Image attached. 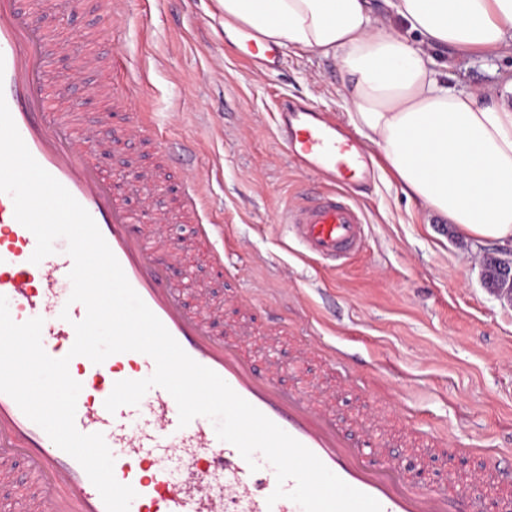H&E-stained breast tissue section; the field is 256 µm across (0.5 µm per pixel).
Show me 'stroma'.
<instances>
[{
  "instance_id": "obj_1",
  "label": "stroma",
  "mask_w": 512,
  "mask_h": 512,
  "mask_svg": "<svg viewBox=\"0 0 512 512\" xmlns=\"http://www.w3.org/2000/svg\"><path fill=\"white\" fill-rule=\"evenodd\" d=\"M67 53L53 59L49 87L70 85L84 53V36L102 27L96 4L73 10L50 0ZM117 78L140 77L138 102L168 138L196 143L194 169L206 178L208 214L224 225L221 282H213L205 250L184 253L180 287L205 284L224 302L225 320L242 322L232 306L246 294L288 323L274 350L283 379L306 345L333 346L355 360L352 372L332 370L307 354L306 376L335 392L334 412L354 416L391 398L400 416L389 437L406 429L447 435L455 448L512 449V303L485 284L493 241H467L450 224L407 200L383 161L376 179L355 196L366 219L362 249L345 265L304 258L287 207L328 188L318 172L294 167L276 137L282 97L302 99L346 123L341 73L333 60L300 59L279 51L274 63L240 57L224 33L215 0H128ZM456 88L493 85L512 68V55L494 60L449 52Z\"/></svg>"
}]
</instances>
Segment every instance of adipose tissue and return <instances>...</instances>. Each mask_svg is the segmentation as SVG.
<instances>
[{
  "label": "adipose tissue",
  "instance_id": "1",
  "mask_svg": "<svg viewBox=\"0 0 512 512\" xmlns=\"http://www.w3.org/2000/svg\"><path fill=\"white\" fill-rule=\"evenodd\" d=\"M224 30L255 56L279 48L334 59L348 123L401 192L464 238L512 247V72L476 93L431 57L512 50V0H217Z\"/></svg>",
  "mask_w": 512,
  "mask_h": 512
}]
</instances>
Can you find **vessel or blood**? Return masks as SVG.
Returning <instances> with one entry per match:
<instances>
[{
    "mask_svg": "<svg viewBox=\"0 0 512 512\" xmlns=\"http://www.w3.org/2000/svg\"><path fill=\"white\" fill-rule=\"evenodd\" d=\"M56 24L48 0H0V94L4 95L17 129L34 159L90 213L120 263L132 288L197 363L216 372L239 396L305 445L351 487L374 497L382 512H512V453L477 452L449 447L441 439L416 437L406 450L427 467L470 459L472 468L456 471L452 489L441 491L409 479L390 441L379 432V419L391 405L379 402L361 413L357 423L370 433L367 447H357L334 415L326 392L303 385H285L274 363L258 367L247 347L246 326L213 332L218 314L208 305L207 289L196 304L186 302L170 272L185 251L167 238L166 214L144 223L142 212L129 207L123 193L107 181L98 154H121L128 139L148 141L156 157L145 168L128 158L127 190L150 197L176 157L193 151L185 140L174 144L147 132L140 114L131 110L133 83L113 79L115 60H102L91 50L77 70L97 71L95 84L77 82L79 97H103L112 111L124 113L123 126L101 118L84 129L72 113L57 109L45 82L53 52L65 49L52 36ZM277 130L294 165L323 173L328 192L304 200L284 213L305 255L331 262L347 261L362 245L365 217L352 201L356 187L371 181L374 168L363 145L321 112L299 100L278 105ZM185 181L181 214L194 224V240L204 247L216 269L224 267L223 225L208 221L201 195L203 178L191 168ZM126 190V191H127ZM36 238L14 217L11 197L0 194V295L13 321L39 317L44 321L42 346L53 358L70 357L74 325L86 316L82 303H69L73 266L59 248L32 263ZM82 391L75 426L84 434H102L114 458V476L136 496L129 512H302L296 503L271 501L276 488L273 467L262 454L246 462L231 444L218 439L207 418L180 426L174 398L154 387L138 405L108 412L105 399L116 382L140 380L155 370L153 359L137 352L118 353L103 363L70 357ZM258 471H251V464ZM0 484L17 487L29 512H106L99 492L82 466L56 446L8 395L0 393Z\"/></svg>",
    "mask_w": 512,
    "mask_h": 512,
    "instance_id": "vessel-or-blood-1",
    "label": "vessel or blood"
}]
</instances>
